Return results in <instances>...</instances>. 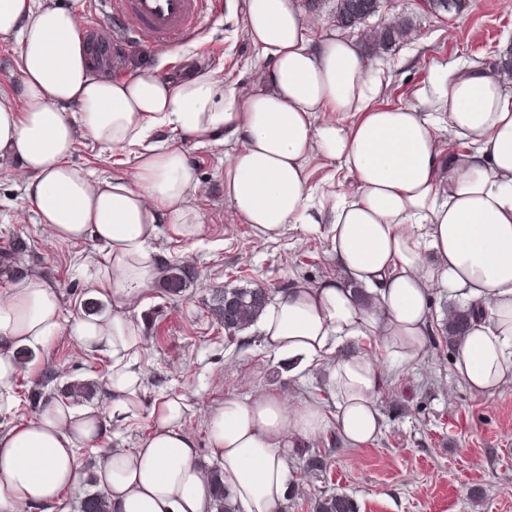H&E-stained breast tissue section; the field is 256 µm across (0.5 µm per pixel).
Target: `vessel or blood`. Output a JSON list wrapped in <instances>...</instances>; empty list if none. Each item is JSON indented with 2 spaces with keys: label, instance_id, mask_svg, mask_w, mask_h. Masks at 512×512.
Returning <instances> with one entry per match:
<instances>
[{
  "label": "vessel or blood",
  "instance_id": "1",
  "mask_svg": "<svg viewBox=\"0 0 512 512\" xmlns=\"http://www.w3.org/2000/svg\"><path fill=\"white\" fill-rule=\"evenodd\" d=\"M104 21L88 36L103 69L118 68L132 44L163 48L183 40L199 23L207 0H103Z\"/></svg>",
  "mask_w": 512,
  "mask_h": 512
}]
</instances>
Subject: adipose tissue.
I'll list each match as a JSON object with an SVG mask.
<instances>
[{"mask_svg": "<svg viewBox=\"0 0 512 512\" xmlns=\"http://www.w3.org/2000/svg\"><path fill=\"white\" fill-rule=\"evenodd\" d=\"M242 9L265 64L239 93L206 73L178 83L148 70L94 77L75 11L0 0V38L17 40L20 74L0 89V155L20 160L25 199L54 240L103 245L98 282L111 299L106 313L66 320L40 277L0 291V413L15 407L18 350L41 355L64 332L112 357L111 413L47 397L36 416L0 431V512H66L81 450L144 405L149 435L113 449L97 471L109 512H214L197 440L182 426L185 398L149 400L143 389L134 312L160 277L153 243L164 224L184 238L201 233L192 201L203 186L179 149L155 140L160 128L200 143L234 137L224 196L235 218L265 242L297 227L323 237L342 272L291 284L259 319L264 348L288 360L291 375L328 368L334 416L268 392L224 399L207 416L237 512H278L289 449L329 428L353 447L380 434L388 376L362 345L416 362L434 334L435 287L471 313L458 381L480 393L512 383V83L463 64L433 78L421 104L378 107L381 84L361 45L333 29L315 35L301 0H242ZM351 113L357 122L345 123ZM81 133L130 154L132 175L100 179L73 165ZM448 135L465 151L444 154ZM317 157L351 178L328 206L313 202L308 167Z\"/></svg>", "mask_w": 512, "mask_h": 512, "instance_id": "adipose-tissue-1", "label": "adipose tissue"}]
</instances>
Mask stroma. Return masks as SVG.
<instances>
[{
	"mask_svg": "<svg viewBox=\"0 0 512 512\" xmlns=\"http://www.w3.org/2000/svg\"><path fill=\"white\" fill-rule=\"evenodd\" d=\"M409 19L408 37L384 49L368 50L383 65L382 103L417 104L416 92L436 74L463 63L496 67L512 49V11L503 0H459L447 12L432 11L427 0H381L378 13L351 29L367 42L371 32L395 19ZM261 63L245 33L240 0H215L189 39L165 48L133 47L122 70L124 80L149 69L161 79L179 82L207 72L225 87L249 88ZM157 140L180 148L205 187L194 206L202 224L200 235L182 238L162 227L155 242L166 263L190 266L192 277L177 297L156 290L136 314L142 329L141 364L148 397L180 395L191 407L182 422L195 435L199 459L213 468L207 443V412L225 398L246 399L259 391L297 395L319 403L327 415L336 412L323 370L292 378L287 361L262 346L258 326L227 335L211 315L219 290L267 289L270 296L296 279L317 282L341 277L327 241L293 229L279 241H259L250 225L231 217L224 197V163L235 142L199 146L166 129ZM71 161L102 177L131 174L125 152L101 148L78 137ZM24 242L22 266L28 275L46 279L58 292L64 318H71L95 289L96 267L85 257L100 253L93 241L60 243L45 235L25 201L20 163L0 157V251ZM455 347L444 331H435L421 358L411 365L378 360L388 374L379 398L383 418L380 434L369 444L348 448L327 430L307 446L289 451L294 492L280 512H314L322 495L344 493L359 512H512V384L491 393H476L458 384ZM112 360L89 353L67 335L55 337L40 359L23 367L18 382L30 397L40 389L51 395L74 382L91 383L89 399L80 408L108 411L104 382ZM152 427L147 410L128 423L111 428L104 448H134ZM104 448L81 452L83 478L77 492L97 491L95 472Z\"/></svg>",
	"mask_w": 512,
	"mask_h": 512,
	"instance_id": "obj_1",
	"label": "stroma"
}]
</instances>
